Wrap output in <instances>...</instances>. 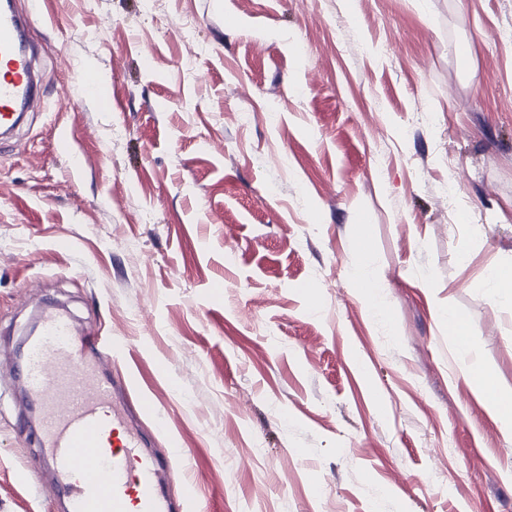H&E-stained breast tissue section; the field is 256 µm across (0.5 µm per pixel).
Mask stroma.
I'll use <instances>...</instances> for the list:
<instances>
[{
    "mask_svg": "<svg viewBox=\"0 0 512 512\" xmlns=\"http://www.w3.org/2000/svg\"><path fill=\"white\" fill-rule=\"evenodd\" d=\"M15 2L41 93L0 139V512H60L14 369L46 304L127 339L106 371L184 448L191 512H512L467 377L512 392L483 287L512 261V0ZM353 277L355 278L358 284H363L367 287L366 290L361 289V291L363 293V300L370 314L374 318H384V303L377 289L373 288V284L375 281V274L373 270L367 265L358 267L357 269L354 270ZM443 317L448 319V333L456 338L459 353L465 357L473 356L474 349L470 336H473L474 332L467 320L449 308L448 312H444Z\"/></svg>",
    "mask_w": 512,
    "mask_h": 512,
    "instance_id": "obj_1",
    "label": "stroma"
}]
</instances>
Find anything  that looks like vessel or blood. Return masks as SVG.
<instances>
[{
	"label": "vessel or blood",
	"instance_id": "vessel-or-blood-1",
	"mask_svg": "<svg viewBox=\"0 0 512 512\" xmlns=\"http://www.w3.org/2000/svg\"><path fill=\"white\" fill-rule=\"evenodd\" d=\"M28 19L14 0H0V130H11L37 95ZM125 339L75 334L67 319L45 310L22 360V380L42 413L40 446L52 465L66 512H190L196 486L183 480L172 503L164 490L169 457L144 450L104 364L126 352Z\"/></svg>",
	"mask_w": 512,
	"mask_h": 512
}]
</instances>
